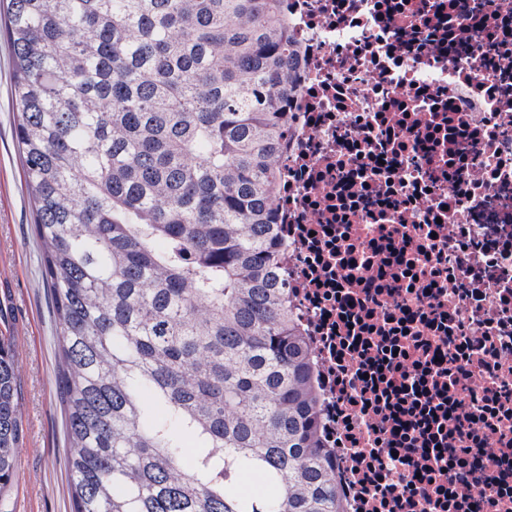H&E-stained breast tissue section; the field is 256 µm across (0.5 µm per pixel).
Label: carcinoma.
<instances>
[{
    "label": "carcinoma",
    "mask_w": 512,
    "mask_h": 512,
    "mask_svg": "<svg viewBox=\"0 0 512 512\" xmlns=\"http://www.w3.org/2000/svg\"><path fill=\"white\" fill-rule=\"evenodd\" d=\"M5 2L73 512H345L278 267L283 0ZM21 427L1 337L0 490Z\"/></svg>",
    "instance_id": "carcinoma-1"
}]
</instances>
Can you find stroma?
Masks as SVG:
<instances>
[{"label":"stroma","mask_w":512,"mask_h":512,"mask_svg":"<svg viewBox=\"0 0 512 512\" xmlns=\"http://www.w3.org/2000/svg\"><path fill=\"white\" fill-rule=\"evenodd\" d=\"M12 46L0 32V336L17 356L18 467L0 512H72L66 417L56 390L59 330L15 139Z\"/></svg>","instance_id":"35a3bbf8"}]
</instances>
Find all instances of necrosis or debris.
<instances>
[{
	"instance_id": "obj_1",
	"label": "necrosis or debris",
	"mask_w": 512,
	"mask_h": 512,
	"mask_svg": "<svg viewBox=\"0 0 512 512\" xmlns=\"http://www.w3.org/2000/svg\"><path fill=\"white\" fill-rule=\"evenodd\" d=\"M275 200L347 512H512V10L285 0Z\"/></svg>"
}]
</instances>
